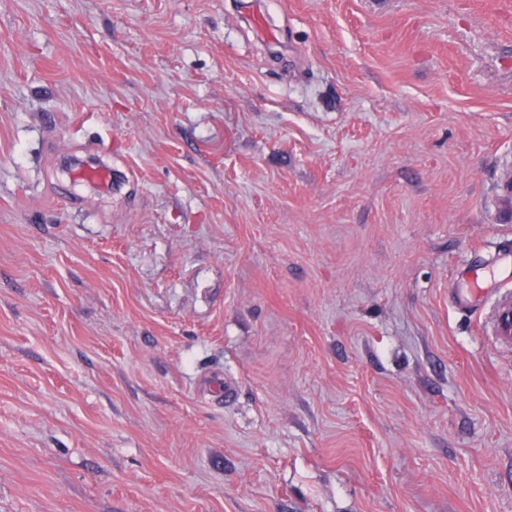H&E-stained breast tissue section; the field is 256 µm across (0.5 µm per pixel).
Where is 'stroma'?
<instances>
[{
	"mask_svg": "<svg viewBox=\"0 0 512 512\" xmlns=\"http://www.w3.org/2000/svg\"><path fill=\"white\" fill-rule=\"evenodd\" d=\"M245 13L0 0V512H512V0ZM498 215L499 221L503 224L512 222V176L505 173L498 184ZM487 271L468 272L470 288L465 293L454 296L455 305L461 309L480 310L484 323L496 342L506 348L512 347V293L502 292L498 288H482ZM496 295L494 301L486 306L485 297L489 293Z\"/></svg>",
	"mask_w": 512,
	"mask_h": 512,
	"instance_id": "obj_1",
	"label": "stroma"
}]
</instances>
